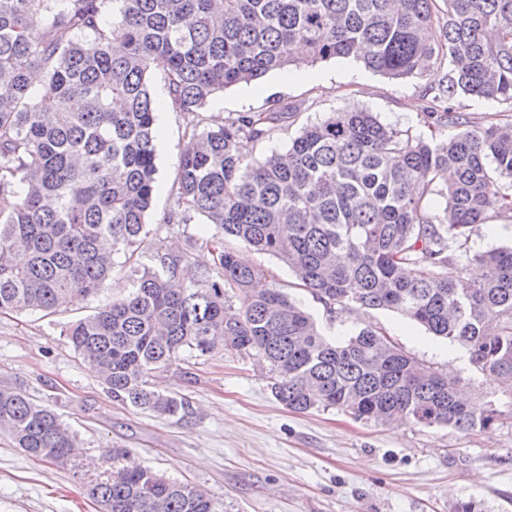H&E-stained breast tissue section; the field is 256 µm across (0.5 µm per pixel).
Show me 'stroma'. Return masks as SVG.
I'll list each match as a JSON object with an SVG mask.
<instances>
[{"mask_svg":"<svg viewBox=\"0 0 512 512\" xmlns=\"http://www.w3.org/2000/svg\"><path fill=\"white\" fill-rule=\"evenodd\" d=\"M445 67L390 79L351 58L274 70L259 80L215 94L193 114L174 111L164 75L154 69L150 91L157 107L156 190L139 248L140 269L157 266L168 251L186 256L200 271L216 272L214 225L199 214L172 224L174 180L192 127L230 122L246 112L293 107L281 128L248 141V160L262 162L284 151L307 125L337 110H368L385 124L424 138L435 130L425 120L427 90ZM512 244V215L500 214L476 228L455 258L468 274L470 254ZM224 245L289 294L325 336L342 340L371 325L388 332L425 365L452 372L471 402L494 405L500 416L486 431L461 433L412 422L378 426L334 409L291 411L273 396L251 363L223 351L189 358L155 372L160 390L184 397L183 419L159 417L113 399L97 374L74 354L66 324L125 294L126 272L108 279L93 297L52 316L34 311L0 314V387L26 393L74 429L75 469L30 458L0 432V512H99L84 490V477L103 448H131L137 460L170 478L210 491L232 512H453L460 500L481 502L486 512H512V393L475 371L459 346L431 336L393 311L357 310L331 317L297 284L275 256L248 250L234 239Z\"/></svg>","mask_w":512,"mask_h":512,"instance_id":"35a3bbf8","label":"stroma"}]
</instances>
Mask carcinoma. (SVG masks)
I'll return each mask as SVG.
<instances>
[{
  "label": "carcinoma",
  "instance_id": "cac0c4a2",
  "mask_svg": "<svg viewBox=\"0 0 512 512\" xmlns=\"http://www.w3.org/2000/svg\"><path fill=\"white\" fill-rule=\"evenodd\" d=\"M297 42L307 48L301 60ZM337 57L393 79L447 66L428 89L426 117L438 141L370 112L337 111L285 151L250 163L240 142L278 127L279 108L195 126L168 222L207 217L221 234L219 275L167 252L157 268L139 271L135 253L158 172L153 67H164L171 107L193 113L226 88ZM35 71L39 94L29 80ZM465 97L512 106V0H0V313L50 316L75 294L97 295L121 252L127 293L66 329L116 400L182 418L188 404L154 390L152 373L186 352L220 348L252 362L296 412L489 429L496 410L465 403L458 379L381 328L329 341L286 293L256 287L264 271L241 264L222 241L277 257L338 317L357 308L402 314L512 388V247L473 254L484 268L479 279L452 269L453 249L466 247L489 213H512V121L472 125L460 111ZM450 170L443 215L432 217L427 193ZM176 278L186 286L172 287ZM0 430L60 468L77 447V433L57 414L11 388H0ZM134 456L114 448L88 478L100 512H228L224 499Z\"/></svg>",
  "mask_w": 512,
  "mask_h": 512
}]
</instances>
